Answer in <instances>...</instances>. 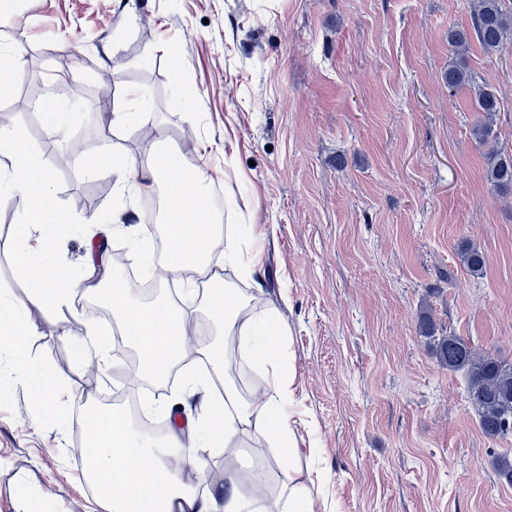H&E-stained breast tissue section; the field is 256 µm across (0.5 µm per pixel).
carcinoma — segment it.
I'll return each instance as SVG.
<instances>
[{"instance_id":"obj_1","label":"carcinoma","mask_w":512,"mask_h":512,"mask_svg":"<svg viewBox=\"0 0 512 512\" xmlns=\"http://www.w3.org/2000/svg\"><path fill=\"white\" fill-rule=\"evenodd\" d=\"M512 38V0H478L472 14V28L448 29V43L454 60L448 65V88L470 85L473 76L465 55L470 42L477 40L482 49L493 54ZM479 111L491 117L499 99L490 87L476 92ZM487 180L502 192L512 191V153H495L486 169ZM461 262L471 276L479 278L487 265L486 255L477 248H465ZM439 364L452 371H463L468 379V401L477 414L483 434L490 440L512 434V365L490 355L478 353L460 336L450 334L433 339Z\"/></svg>"}]
</instances>
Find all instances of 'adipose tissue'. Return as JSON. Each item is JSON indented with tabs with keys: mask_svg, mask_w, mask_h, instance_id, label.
I'll list each match as a JSON object with an SVG mask.
<instances>
[{
	"mask_svg": "<svg viewBox=\"0 0 512 512\" xmlns=\"http://www.w3.org/2000/svg\"><path fill=\"white\" fill-rule=\"evenodd\" d=\"M0 153L9 155L11 165L0 171V205L22 200L16 236L11 248L20 276L34 286L26 304L0 302V324L8 326L11 338L29 335L23 318L27 307L62 308L69 293L93 291V284L69 279L60 287L52 276L48 253L53 240L46 235L47 226L65 230L68 217L57 207L51 190V173L46 163L31 146L20 128H0ZM100 166L119 171L117 193L133 198L153 184L165 188L162 222L167 229L168 250L164 259L144 258L146 274L164 271L166 276L183 281L188 290H195L191 273L207 275L215 287L207 304L216 324L225 335L238 339V362L263 372L266 382L257 395L244 397L227 377L224 347L213 342L203 346L201 356L209 363L208 377L185 375L183 388L203 391L209 377L224 381L222 400L208 403L203 418L195 428L189 445H182L178 436H171L168 448L153 443L133 432L110 416L99 415L91 426V453L99 486L96 495L108 505V512H315L309 487L293 482L296 468L295 436L290 423L288 405L292 399L295 375L287 369L273 337L283 335L279 309L275 305L257 306L251 295L226 285L222 270L230 269L241 277L253 276L261 265V249L250 224H217L205 204V171L180 167L178 177H171L158 165L156 153L140 161L111 149L96 157ZM223 239V253H216L213 243ZM112 311L122 333L139 353L138 376L163 380L170 368L181 362L183 346L192 344V317L187 309L162 300L150 304L133 301L127 288L112 287ZM268 444L274 461L290 482L287 492L277 501H270L261 488L267 485L265 473L252 472L240 477L237 471L225 469L223 499L200 494L185 484L179 469L192 466L199 449L221 441L224 455L232 459L240 452V436L245 432Z\"/></svg>",
	"mask_w": 512,
	"mask_h": 512,
	"instance_id": "ef3b65f1",
	"label": "adipose tissue"
}]
</instances>
